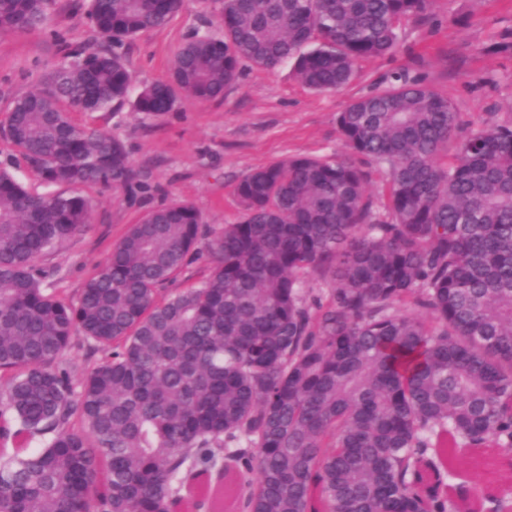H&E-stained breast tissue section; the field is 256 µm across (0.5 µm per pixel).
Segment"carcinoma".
Masks as SVG:
<instances>
[{
    "mask_svg": "<svg viewBox=\"0 0 512 512\" xmlns=\"http://www.w3.org/2000/svg\"><path fill=\"white\" fill-rule=\"evenodd\" d=\"M170 78L130 97L124 41L183 0H88L107 43L78 48L8 107L6 137L47 187L120 189L124 142L74 124L179 94L218 100L247 65L293 61L315 92L391 52L432 0H215ZM46 0H0V33L45 25ZM346 158L244 174L236 224L148 211L77 298L36 259L89 221L78 194L31 191L0 167V512H215L202 480L237 478V512H469L454 464L512 451V114L458 137L450 99L406 74L336 113ZM367 163L385 174L367 192ZM196 284L160 301L198 256ZM317 275L330 288H308ZM84 351L76 384L69 352ZM50 435L29 452L28 441ZM451 477L456 483L444 481ZM478 512H512V485Z\"/></svg>",
    "mask_w": 512,
    "mask_h": 512,
    "instance_id": "cac0c4a2",
    "label": "carcinoma"
}]
</instances>
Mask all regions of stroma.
<instances>
[{
    "mask_svg": "<svg viewBox=\"0 0 512 512\" xmlns=\"http://www.w3.org/2000/svg\"><path fill=\"white\" fill-rule=\"evenodd\" d=\"M86 0H55L45 29L0 35V164L29 189L41 184L3 135L8 104L42 82L62 60L67 41L102 47L85 16ZM214 7L184 0L161 29L140 34L124 47L136 83L167 78L175 54L195 31L217 29ZM424 80L453 102L461 130L512 113V0H434L424 17L403 21L394 52L361 61L356 78L338 92L315 93L296 78L291 62L271 70L246 67L223 99L200 102L180 96L176 108L151 117L124 106L92 115L72 112L74 122L94 123L122 139L137 173L134 187L114 191L81 188L90 222L39 258L46 287L78 295L84 281L132 224L149 209L175 200L193 203L207 228L240 220L236 181L250 170L295 156L348 155L336 114L351 100L381 89L393 74ZM478 487L500 490L512 456L487 448L460 459Z\"/></svg>",
    "mask_w": 512,
    "mask_h": 512,
    "instance_id": "35a3bbf8",
    "label": "stroma"
}]
</instances>
